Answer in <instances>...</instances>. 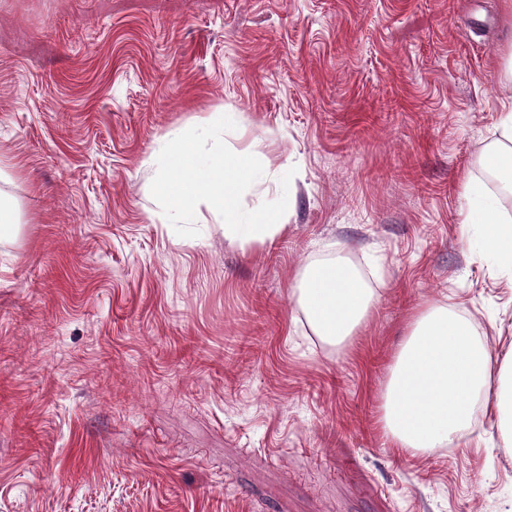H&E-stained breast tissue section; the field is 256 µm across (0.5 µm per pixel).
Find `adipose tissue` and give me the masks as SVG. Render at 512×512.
Listing matches in <instances>:
<instances>
[{
  "mask_svg": "<svg viewBox=\"0 0 512 512\" xmlns=\"http://www.w3.org/2000/svg\"><path fill=\"white\" fill-rule=\"evenodd\" d=\"M231 112L194 117L187 135H175L145 163L160 174L165 197L152 218L159 224L192 223L200 209L221 215L224 234L240 247L266 244L284 229L286 199L276 207L243 212L239 197L259 172L224 151L225 135L240 136ZM499 195L512 196V98L501 103L496 136L480 161ZM465 224L482 231L476 259L493 258L512 278V211L493 200L470 208ZM312 333L336 349L351 346L378 296L345 257L313 258L300 269L293 290ZM494 422L499 447L512 453V353L493 356L470 317L457 304L434 300L412 315L392 357L381 392L377 426L390 447L426 457L460 441L475 407Z\"/></svg>",
  "mask_w": 512,
  "mask_h": 512,
  "instance_id": "1",
  "label": "adipose tissue"
}]
</instances>
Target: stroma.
I'll return each instance as SVG.
<instances>
[{"label":"stroma","mask_w":512,"mask_h":512,"mask_svg":"<svg viewBox=\"0 0 512 512\" xmlns=\"http://www.w3.org/2000/svg\"><path fill=\"white\" fill-rule=\"evenodd\" d=\"M511 52L512 0H0V512H512L482 409L423 460L376 426L420 304L512 350V282L460 222ZM226 106L288 195L264 246L152 220L145 158ZM336 253L379 294L341 351L292 295ZM0 223L1 238L3 236L14 237L19 231L20 221L16 203L2 193L0 195Z\"/></svg>","instance_id":"stroma-1"}]
</instances>
